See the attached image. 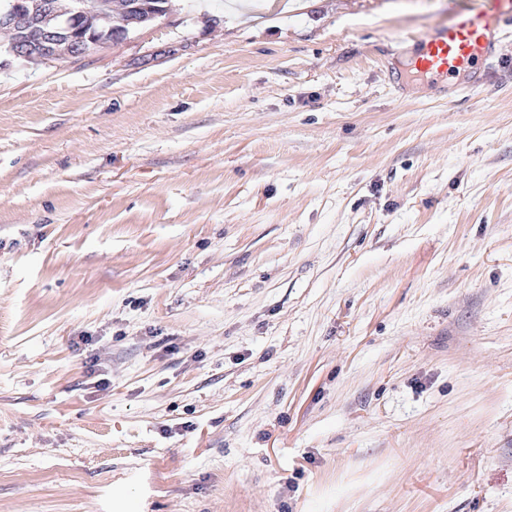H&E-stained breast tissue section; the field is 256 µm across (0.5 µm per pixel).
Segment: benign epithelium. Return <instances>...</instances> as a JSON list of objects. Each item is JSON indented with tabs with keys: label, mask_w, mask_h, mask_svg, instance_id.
<instances>
[{
	"label": "benign epithelium",
	"mask_w": 512,
	"mask_h": 512,
	"mask_svg": "<svg viewBox=\"0 0 512 512\" xmlns=\"http://www.w3.org/2000/svg\"><path fill=\"white\" fill-rule=\"evenodd\" d=\"M87 0H71L70 8L63 9L57 0H16L13 8L0 13V29L13 34L4 51L18 61H41L60 58L77 59L89 54L92 42L75 35L71 26L90 15ZM104 28L116 30L128 41L137 24L133 13L115 16L112 12L98 15Z\"/></svg>",
	"instance_id": "7a95c632"
}]
</instances>
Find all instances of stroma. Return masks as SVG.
I'll use <instances>...</instances> for the list:
<instances>
[{
    "instance_id": "35a3bbf8",
    "label": "stroma",
    "mask_w": 512,
    "mask_h": 512,
    "mask_svg": "<svg viewBox=\"0 0 512 512\" xmlns=\"http://www.w3.org/2000/svg\"><path fill=\"white\" fill-rule=\"evenodd\" d=\"M494 5L0 58V512H512V32L480 89L407 69Z\"/></svg>"
}]
</instances>
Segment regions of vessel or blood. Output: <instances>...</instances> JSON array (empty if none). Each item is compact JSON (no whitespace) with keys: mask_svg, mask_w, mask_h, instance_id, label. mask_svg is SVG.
<instances>
[{"mask_svg":"<svg viewBox=\"0 0 512 512\" xmlns=\"http://www.w3.org/2000/svg\"><path fill=\"white\" fill-rule=\"evenodd\" d=\"M496 5L492 12L458 14L447 25L419 35V68L445 79L462 74L467 89L480 88L482 65L497 56L505 25L512 20V0H496Z\"/></svg>","mask_w":512,"mask_h":512,"instance_id":"b4317fda","label":"vessel or blood"}]
</instances>
